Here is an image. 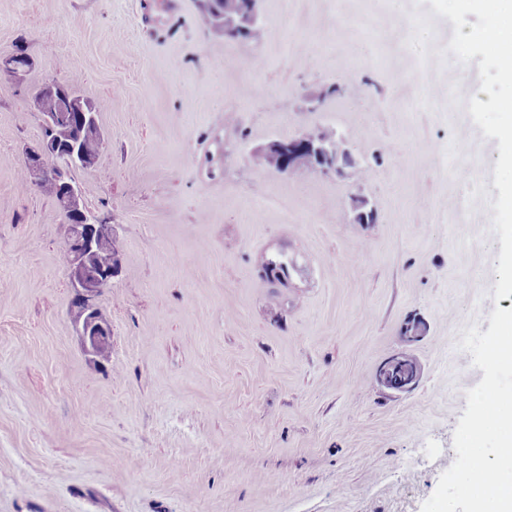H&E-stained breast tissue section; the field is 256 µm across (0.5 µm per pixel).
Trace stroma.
Instances as JSON below:
<instances>
[{"mask_svg":"<svg viewBox=\"0 0 512 512\" xmlns=\"http://www.w3.org/2000/svg\"><path fill=\"white\" fill-rule=\"evenodd\" d=\"M258 8L252 41L198 0H0V57L22 40L34 58L0 77V512H421L453 464L483 377L459 343L512 308L478 63L429 0ZM53 76L105 135L75 174L118 250L97 362L61 208L18 176ZM318 128L346 138L343 176L253 167ZM397 354L421 368L405 391L377 380Z\"/></svg>","mask_w":512,"mask_h":512,"instance_id":"35a3bbf8","label":"stroma"}]
</instances>
